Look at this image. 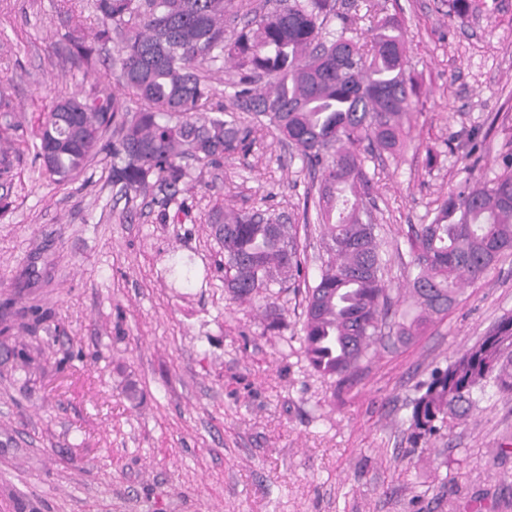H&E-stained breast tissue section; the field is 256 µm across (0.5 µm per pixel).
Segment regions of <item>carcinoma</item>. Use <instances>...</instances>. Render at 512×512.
Returning <instances> with one entry per match:
<instances>
[{"instance_id": "1", "label": "carcinoma", "mask_w": 512, "mask_h": 512, "mask_svg": "<svg viewBox=\"0 0 512 512\" xmlns=\"http://www.w3.org/2000/svg\"><path fill=\"white\" fill-rule=\"evenodd\" d=\"M232 8L234 0H96L98 38H121V84L145 107L116 93L61 99L46 114L37 158L65 180L103 153L112 184L127 194L153 184L170 201L188 176L182 160L216 164L251 148L252 129L223 108L206 110L210 86L200 67L233 64V106L263 118L321 172L315 208L327 258L306 287L301 347L316 372L344 383L371 359L391 308L365 161L411 142L421 88L408 68L404 22L381 18L356 39L355 18L337 12L336 0H288L283 9L248 11L227 38ZM477 8V0H449L448 16ZM215 223L224 225V286L234 298L266 299L301 277L296 230L280 216L226 211ZM407 243L411 310L395 322L403 342L444 319L464 286L512 256V150L494 177L468 178L442 197ZM489 391L512 398L511 317L431 372L411 401V444L467 418Z\"/></svg>"}]
</instances>
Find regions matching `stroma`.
Here are the masks:
<instances>
[{
    "mask_svg": "<svg viewBox=\"0 0 512 512\" xmlns=\"http://www.w3.org/2000/svg\"><path fill=\"white\" fill-rule=\"evenodd\" d=\"M358 3L360 28L404 21L422 87L413 141L366 163L390 252L464 181L469 137L479 175L512 148V0L462 20L448 0ZM96 18L95 0H0V512H512V400L487 397L415 448L407 431L432 369L512 316V257L412 342L383 328L353 381L321 377L299 341L320 176L271 131L190 163L170 202L121 192L102 154L64 181L43 169L35 134L53 103L121 90ZM217 208L296 226L305 263L274 297L280 329L225 288Z\"/></svg>",
    "mask_w": 512,
    "mask_h": 512,
    "instance_id": "1",
    "label": "stroma"
}]
</instances>
